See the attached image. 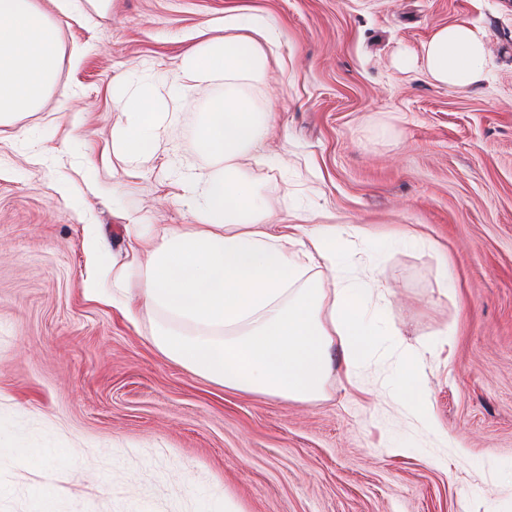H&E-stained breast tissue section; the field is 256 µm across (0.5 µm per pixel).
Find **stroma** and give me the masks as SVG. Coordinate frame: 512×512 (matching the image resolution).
I'll return each mask as SVG.
<instances>
[{"mask_svg": "<svg viewBox=\"0 0 512 512\" xmlns=\"http://www.w3.org/2000/svg\"><path fill=\"white\" fill-rule=\"evenodd\" d=\"M40 2L61 31L56 85L0 126V512H31L40 489L56 512H512L483 469L512 461V0ZM243 13L272 30L254 89L272 128L262 163L241 162L267 219L368 227L387 323L458 447L393 406L389 363L357 391L336 377L322 401L228 392L152 345L154 314L132 323L84 295L86 225L121 262L129 213L193 223L166 203L163 164L209 167L195 131L224 91L182 96L168 157L134 173L112 152L113 85L135 68L173 81L186 49ZM460 21L486 31L493 75L436 86L413 60ZM404 228L438 252L392 245ZM386 436L413 447L390 454Z\"/></svg>", "mask_w": 512, "mask_h": 512, "instance_id": "stroma-1", "label": "stroma"}]
</instances>
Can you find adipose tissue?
<instances>
[{"label": "adipose tissue", "mask_w": 512, "mask_h": 512, "mask_svg": "<svg viewBox=\"0 0 512 512\" xmlns=\"http://www.w3.org/2000/svg\"><path fill=\"white\" fill-rule=\"evenodd\" d=\"M224 28L183 54L175 85L147 77L117 85L126 119L112 149L133 165L168 152L183 94L219 78L224 94L210 102L196 134L210 167L176 173L172 201L193 213V227L165 228L147 250L140 225H126L127 260L118 266L90 237L97 272L87 297L132 322L143 310L160 315L156 348L228 391L317 401L335 363L355 386L374 357L398 355L394 391L436 441L457 447L434 416L399 331L386 326L387 290L375 265L345 248L350 240L369 242V230L267 223L268 202L239 160L256 151L272 121L251 95L268 68V37L244 14ZM58 54V26L39 0H0V124L43 105ZM421 67L437 85L462 89L488 81L494 64L484 31L463 21L433 31Z\"/></svg>", "instance_id": "adipose-tissue-1"}]
</instances>
